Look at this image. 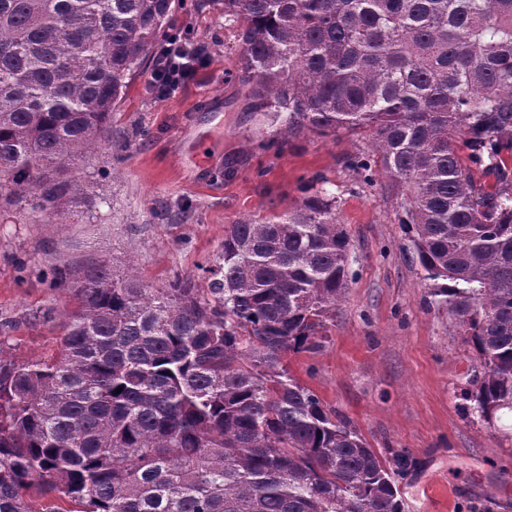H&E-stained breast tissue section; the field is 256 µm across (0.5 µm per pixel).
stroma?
<instances>
[{
    "instance_id": "stroma-1",
    "label": "stroma",
    "mask_w": 512,
    "mask_h": 512,
    "mask_svg": "<svg viewBox=\"0 0 512 512\" xmlns=\"http://www.w3.org/2000/svg\"><path fill=\"white\" fill-rule=\"evenodd\" d=\"M173 26L208 62L163 99L149 89L153 59L127 77L107 150L75 170L86 203L59 224L0 212V359L37 360L56 348L53 317L75 302L45 283L50 266L132 268L156 288L176 279L206 287L200 267L232 224L283 213L320 174L350 238L353 277L317 347L289 353L291 375L380 456L410 457L398 482L405 512H512V419L488 424L466 399L475 351L431 296L435 283L384 175L367 179L347 165L370 143L348 132L285 138L280 123L246 109L236 23L177 0ZM114 165L118 175L102 177Z\"/></svg>"
}]
</instances>
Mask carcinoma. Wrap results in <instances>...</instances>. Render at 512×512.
I'll return each instance as SVG.
<instances>
[{"label":"carcinoma","instance_id":"carcinoma-1","mask_svg":"<svg viewBox=\"0 0 512 512\" xmlns=\"http://www.w3.org/2000/svg\"><path fill=\"white\" fill-rule=\"evenodd\" d=\"M200 2L238 24L249 111L372 143L478 357L467 397L512 414V0ZM172 3L0 0V209L57 224L85 198L68 171L105 144ZM350 250L317 189L232 225L205 288L52 268L76 307L56 354L0 363V512H54L35 478L79 512H404L408 457L381 458L284 365L345 298Z\"/></svg>","mask_w":512,"mask_h":512}]
</instances>
